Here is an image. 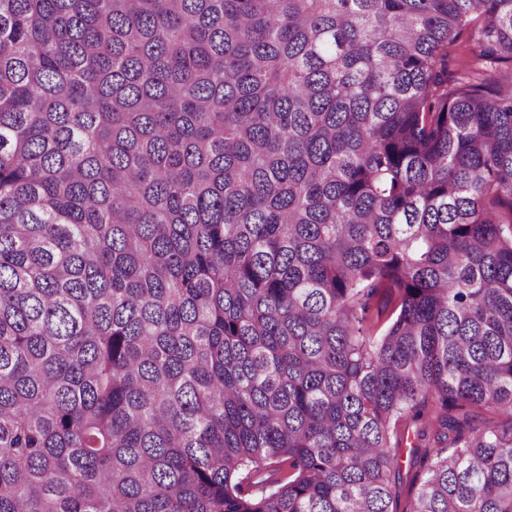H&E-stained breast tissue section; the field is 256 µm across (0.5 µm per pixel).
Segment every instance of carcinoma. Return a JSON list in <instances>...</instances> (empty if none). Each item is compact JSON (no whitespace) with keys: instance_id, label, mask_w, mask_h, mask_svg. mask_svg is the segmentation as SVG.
Instances as JSON below:
<instances>
[{"instance_id":"carcinoma-1","label":"carcinoma","mask_w":512,"mask_h":512,"mask_svg":"<svg viewBox=\"0 0 512 512\" xmlns=\"http://www.w3.org/2000/svg\"><path fill=\"white\" fill-rule=\"evenodd\" d=\"M502 63L512 0H0V512H393L401 425L406 512H512ZM473 49L474 40L470 30L464 31L453 46H448V78L455 76L462 62L474 61L470 53ZM398 295L389 288H380L370 305L369 319L372 324L371 332L379 335L389 320L394 316L398 306ZM400 462V479L396 488L397 494L394 509H396L397 512H404L408 508L411 498L416 493L420 474L419 466L412 465L409 455V444L403 445V454Z\"/></svg>"}]
</instances>
